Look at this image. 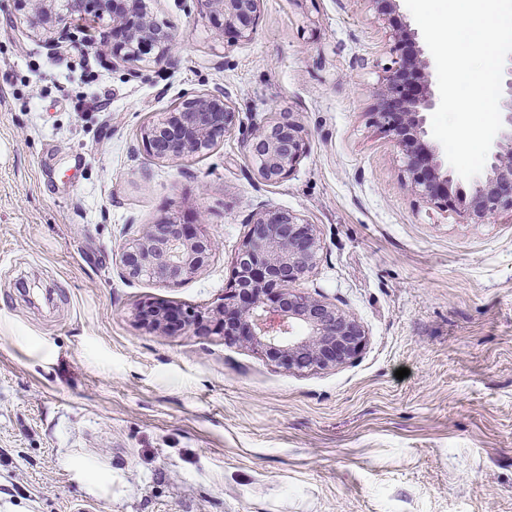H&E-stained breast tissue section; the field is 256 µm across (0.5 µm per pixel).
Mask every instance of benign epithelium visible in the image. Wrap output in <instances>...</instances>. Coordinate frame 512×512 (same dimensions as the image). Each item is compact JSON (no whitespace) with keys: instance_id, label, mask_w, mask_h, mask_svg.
Masks as SVG:
<instances>
[{"instance_id":"benign-epithelium-1","label":"benign epithelium","mask_w":512,"mask_h":512,"mask_svg":"<svg viewBox=\"0 0 512 512\" xmlns=\"http://www.w3.org/2000/svg\"><path fill=\"white\" fill-rule=\"evenodd\" d=\"M83 0H15L30 27L57 46L70 38V21ZM109 19L112 57L126 63L158 61L168 55L174 34L158 22L150 0H90ZM215 33L231 41L256 32L262 0H201ZM398 67L383 79L376 124L393 136L405 155L406 184L422 198L454 210L448 188L453 168L431 139L427 115L440 101L429 81L430 58L415 48L416 32L393 35ZM503 127L495 136L487 164L462 197L472 224L512 212V65L502 82ZM235 112L226 92L185 98L166 116L143 128L142 143L155 160L183 159L214 147L231 130ZM306 131L291 114H280L252 129L246 147L258 178L286 180L306 150ZM199 222L177 214L151 224L122 248V273L178 285L208 265L217 243L202 234ZM314 225L288 210L262 208L250 214L224 297L212 309L187 310L164 300L137 308L139 321L168 336L184 330L216 334L226 344H244L288 371H318L353 361L365 344V331L335 304L295 288L317 264Z\"/></svg>"}]
</instances>
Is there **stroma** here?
I'll list each match as a JSON object with an SVG mask.
<instances>
[{"label": "stroma", "instance_id": "stroma-1", "mask_svg": "<svg viewBox=\"0 0 512 512\" xmlns=\"http://www.w3.org/2000/svg\"><path fill=\"white\" fill-rule=\"evenodd\" d=\"M152 8L176 47L135 75L102 20L53 49L0 0V512H512V215L469 224L405 184L372 115L391 26L371 0H262L227 44L199 0ZM217 88L223 142L152 159L141 128ZM283 112L308 146L268 185L246 141ZM265 207L315 224L298 287L363 325L352 362L290 372L137 322L219 302ZM173 213L216 240L208 266L123 278V245Z\"/></svg>", "mask_w": 512, "mask_h": 512}]
</instances>
